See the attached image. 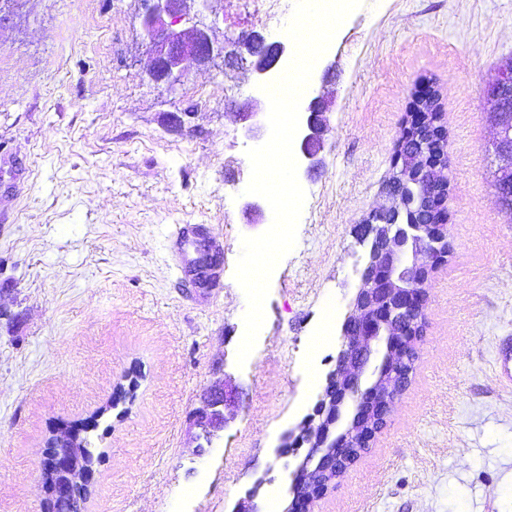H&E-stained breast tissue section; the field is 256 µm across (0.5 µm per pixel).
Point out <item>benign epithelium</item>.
I'll use <instances>...</instances> for the list:
<instances>
[{"instance_id":"7a95c632","label":"benign epithelium","mask_w":512,"mask_h":512,"mask_svg":"<svg viewBox=\"0 0 512 512\" xmlns=\"http://www.w3.org/2000/svg\"><path fill=\"white\" fill-rule=\"evenodd\" d=\"M222 10L224 0H146L140 37L148 48L149 77L173 87L182 82L186 60L205 64L221 57L226 66L248 63L258 75H270L282 61L284 44L251 32L227 49L207 23V16L217 18ZM479 94L496 129L489 149L497 162L495 179L512 189V57L499 63ZM423 104L419 101L418 112L396 145L386 203L365 219L360 237L365 251L355 266L358 284L341 324L334 368L326 373L307 413L281 434L276 446L277 457L299 459L288 475L291 501L285 512H307L332 482L346 474L355 450L369 446L406 390L401 374L424 331L426 287L449 253L448 179L443 174L447 161L433 148V141L444 140V135L438 117ZM327 109L319 94L300 112L296 150L310 171L319 165L325 148ZM424 174L429 181L419 191L416 208L405 216L404 192ZM193 252L186 273L197 287L209 288L221 254L204 240L193 243ZM236 394L237 387L224 380L206 389L203 409L190 417L198 448H210L220 438ZM43 463L54 477L49 512H57L68 501L75 481L91 482L93 471L74 448H46ZM274 482L266 472L257 477L246 491V501L233 512H260L256 499Z\"/></svg>"}]
</instances>
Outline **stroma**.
I'll return each instance as SVG.
<instances>
[{
    "label": "stroma",
    "mask_w": 512,
    "mask_h": 512,
    "mask_svg": "<svg viewBox=\"0 0 512 512\" xmlns=\"http://www.w3.org/2000/svg\"><path fill=\"white\" fill-rule=\"evenodd\" d=\"M141 0H20L0 27V153L25 169L0 198V512H46L41 450L89 419L136 371V399L95 433L103 457L83 512H233L274 477V448L314 401L340 344L362 253L359 225L386 194L414 101L436 96L447 132L451 252L432 276L411 381L386 428L312 512H512V387L493 375L512 334V213L490 178L479 90L512 56V0H363L311 75L331 98L324 164L297 165V243L274 269L245 363L242 237L272 210L247 193V149L270 134L255 72L186 61L176 90L143 71ZM269 0L224 13L219 33L287 41ZM195 106L183 130L173 113ZM259 109L256 134L237 112ZM182 224L221 241L213 287L165 246ZM231 377L240 403L198 454L190 416ZM274 482L275 479L268 477V473L266 472L257 477L245 494V499L249 506L245 505V501L239 502L233 512H262L258 509V505L255 500L261 495V493H265L267 486H272Z\"/></svg>",
    "instance_id": "35a3bbf8"
}]
</instances>
